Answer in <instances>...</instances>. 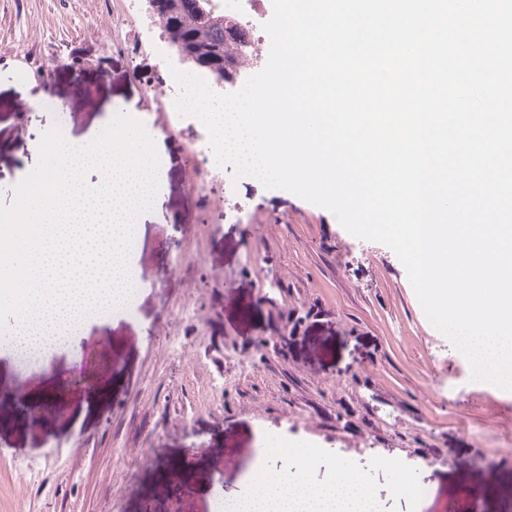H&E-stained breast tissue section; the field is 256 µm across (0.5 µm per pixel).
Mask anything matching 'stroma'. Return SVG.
Masks as SVG:
<instances>
[{
	"mask_svg": "<svg viewBox=\"0 0 512 512\" xmlns=\"http://www.w3.org/2000/svg\"><path fill=\"white\" fill-rule=\"evenodd\" d=\"M116 14L117 0H0V204L52 126L74 139L125 112L162 143L134 311L49 358L0 345V387L39 400L114 369L108 392L73 391L47 422L0 403V512H215L285 430L312 447L310 485L346 462L365 472L375 512H457L475 489L480 512H508L512 395L472 380L389 247L233 170L207 185L191 162L203 128L168 133L151 92L160 60ZM186 460L180 497L167 478ZM394 466L427 495L397 496Z\"/></svg>",
	"mask_w": 512,
	"mask_h": 512,
	"instance_id": "stroma-1",
	"label": "stroma"
}]
</instances>
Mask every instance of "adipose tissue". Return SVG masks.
I'll return each mask as SVG.
<instances>
[{"mask_svg": "<svg viewBox=\"0 0 512 512\" xmlns=\"http://www.w3.org/2000/svg\"><path fill=\"white\" fill-rule=\"evenodd\" d=\"M297 471L292 479L262 485L254 496H239L242 512H370L372 493L364 474L338 465L335 480L311 487L306 475L314 464L312 456L296 453Z\"/></svg>", "mask_w": 512, "mask_h": 512, "instance_id": "obj_1", "label": "adipose tissue"}]
</instances>
